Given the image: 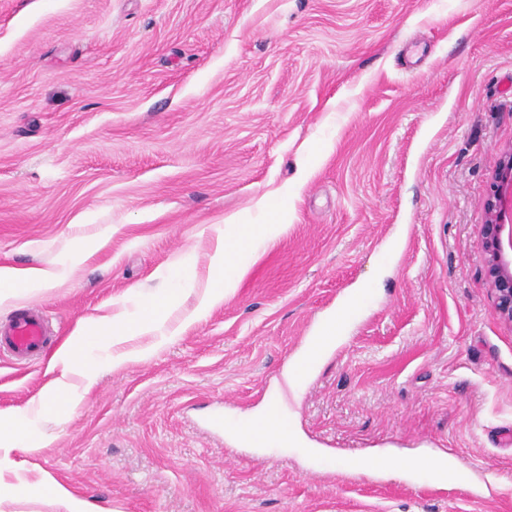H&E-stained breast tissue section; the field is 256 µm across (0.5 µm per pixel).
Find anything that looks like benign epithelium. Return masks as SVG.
<instances>
[{
    "label": "benign epithelium",
    "instance_id": "benign-epithelium-1",
    "mask_svg": "<svg viewBox=\"0 0 512 512\" xmlns=\"http://www.w3.org/2000/svg\"><path fill=\"white\" fill-rule=\"evenodd\" d=\"M506 194L497 189L485 201L482 237L496 313L512 323V224L504 222Z\"/></svg>",
    "mask_w": 512,
    "mask_h": 512
}]
</instances>
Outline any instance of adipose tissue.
<instances>
[{
	"mask_svg": "<svg viewBox=\"0 0 512 512\" xmlns=\"http://www.w3.org/2000/svg\"><path fill=\"white\" fill-rule=\"evenodd\" d=\"M280 230L277 224H242L232 217L226 219L224 227L218 231L212 256L211 285L195 308L194 318H202L213 306L222 302L225 295L237 288L258 256L256 241L272 240ZM59 277V272L50 268L19 270L0 267V306L14 305L30 291L54 286ZM176 299V292L167 288L142 302L136 312L122 311L79 322L71 338L53 356L60 375L53 381L47 398L41 401L38 408L26 412L22 422L0 420V448L33 450L45 447L47 438L40 429L41 423L61 421L79 405L77 396L67 383L68 377L78 372L83 374L87 382H94L96 378V368L86 353L88 344H96L98 349L107 352V362L115 368L132 359H148L151 352L147 349L116 354L112 348L131 337L159 332ZM356 307V299H349L322 323L306 351L295 360L288 373L287 382L291 388L303 386L322 364L325 355L346 340L349 318ZM242 432L256 439L263 448L295 450L312 458L322 454L321 449L305 442L296 432L282 434L277 417L264 412L236 422L229 430L233 437Z\"/></svg>",
	"mask_w": 512,
	"mask_h": 512,
	"instance_id": "obj_1",
	"label": "adipose tissue"
}]
</instances>
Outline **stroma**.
<instances>
[{"label":"stroma","mask_w":512,"mask_h":512,"mask_svg":"<svg viewBox=\"0 0 512 512\" xmlns=\"http://www.w3.org/2000/svg\"><path fill=\"white\" fill-rule=\"evenodd\" d=\"M511 153L512 0H0V266L60 271L26 299L63 342L178 280L173 339L96 353L53 441L0 451V512H64L47 476L104 512H512V324L481 236ZM231 216L286 230L191 320ZM359 284L347 340L290 391ZM58 375L0 354V415ZM273 393L320 462L202 423ZM387 448L469 479L354 469ZM414 463L432 478L438 477L451 482H459L463 479L455 459L450 454L417 459Z\"/></svg>","instance_id":"stroma-1"}]
</instances>
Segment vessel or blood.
Returning <instances> with one entry per match:
<instances>
[{
  "label": "vessel or blood",
  "mask_w": 512,
  "mask_h": 512,
  "mask_svg": "<svg viewBox=\"0 0 512 512\" xmlns=\"http://www.w3.org/2000/svg\"><path fill=\"white\" fill-rule=\"evenodd\" d=\"M50 341L47 320L38 306L20 307L8 323L0 324V351L16 360L35 359Z\"/></svg>",
  "instance_id": "vessel-or-blood-1"
}]
</instances>
